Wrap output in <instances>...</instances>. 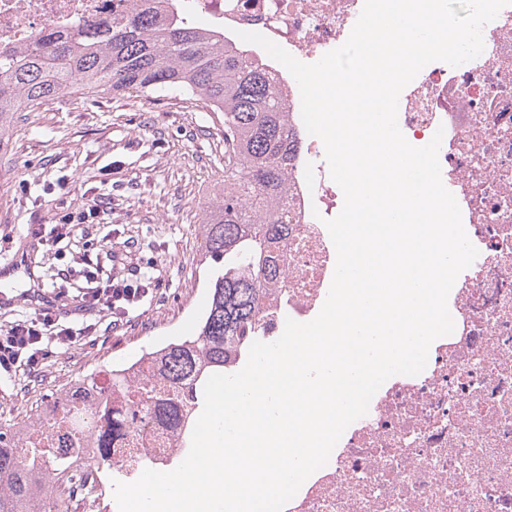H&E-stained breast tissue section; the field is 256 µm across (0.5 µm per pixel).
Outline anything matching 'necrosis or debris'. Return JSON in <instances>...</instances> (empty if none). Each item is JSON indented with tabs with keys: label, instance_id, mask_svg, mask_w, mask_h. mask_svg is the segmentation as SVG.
<instances>
[{
	"label": "necrosis or debris",
	"instance_id": "necrosis-or-debris-1",
	"mask_svg": "<svg viewBox=\"0 0 512 512\" xmlns=\"http://www.w3.org/2000/svg\"><path fill=\"white\" fill-rule=\"evenodd\" d=\"M116 0H0V52L37 33L108 19ZM364 0H164L165 10L222 32L286 88L301 114L298 85L266 51L242 42L259 33L304 63L339 47ZM484 50L458 67L426 65L402 91L398 124L414 146L442 132L441 177L479 255L451 290L452 334L433 341L416 376L386 381L327 463L283 512H512V5L483 28ZM294 184L282 209L294 236L285 290L266 300L257 335L276 341L286 319L305 323L322 307L336 250L325 220L343 193L322 141L300 131ZM93 443L46 486L66 512H104L107 477L89 464Z\"/></svg>",
	"mask_w": 512,
	"mask_h": 512
}]
</instances>
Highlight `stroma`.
I'll use <instances>...</instances> for the list:
<instances>
[{"instance_id":"obj_1","label":"stroma","mask_w":512,"mask_h":512,"mask_svg":"<svg viewBox=\"0 0 512 512\" xmlns=\"http://www.w3.org/2000/svg\"><path fill=\"white\" fill-rule=\"evenodd\" d=\"M223 182L221 117L185 93L76 92L13 114L0 129V326L55 297L52 277L69 258L37 244L28 227L50 224L59 203L75 208L109 198L106 224L89 226L99 242L92 258L106 267L109 252L136 254L158 288L130 306L116 329L102 312L71 315L72 326L94 325L91 340L55 349L38 375L1 371V428L43 418L47 395L95 366L197 333L210 305L199 225ZM22 251L31 269L15 267Z\"/></svg>"}]
</instances>
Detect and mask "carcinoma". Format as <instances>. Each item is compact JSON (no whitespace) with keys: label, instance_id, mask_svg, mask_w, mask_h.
I'll return each instance as SVG.
<instances>
[{"label":"carcinoma","instance_id":"1","mask_svg":"<svg viewBox=\"0 0 512 512\" xmlns=\"http://www.w3.org/2000/svg\"><path fill=\"white\" fill-rule=\"evenodd\" d=\"M144 96L183 91L224 116V189L201 224L202 255L210 265L211 306L195 336L145 353L155 373L135 382L117 366L84 375L76 387L51 395L47 423L31 426L21 443L0 431V512H63L34 493L33 465L65 474L66 455L96 435L92 466L113 471L112 443L153 421L175 438L170 459H184L204 405L209 376L237 372L247 342L265 317L264 298L284 285V264L268 258L273 240L288 241L280 203L293 182L288 161L299 148L286 91L261 64L224 49V39L138 4L68 35H39L0 56V126L15 112L71 91ZM96 407L76 416L66 401L85 393Z\"/></svg>","mask_w":512,"mask_h":512}]
</instances>
